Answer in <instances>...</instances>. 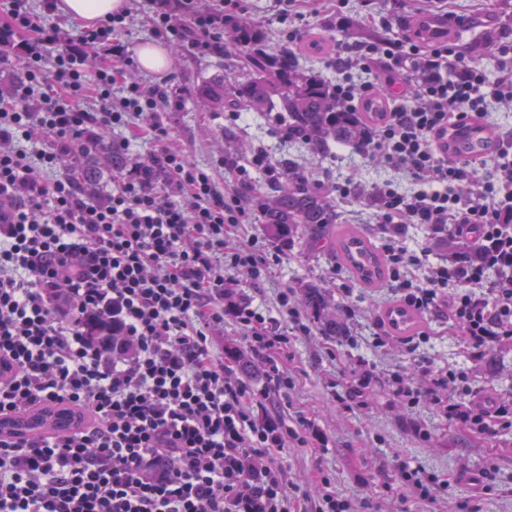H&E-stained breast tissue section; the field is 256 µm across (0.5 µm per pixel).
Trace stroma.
Wrapping results in <instances>:
<instances>
[{
    "mask_svg": "<svg viewBox=\"0 0 512 512\" xmlns=\"http://www.w3.org/2000/svg\"><path fill=\"white\" fill-rule=\"evenodd\" d=\"M374 19L372 30H388L391 38L399 39L416 31L423 14H460L466 21L453 24L448 31L450 41L466 44L473 38L499 31V43L512 45V24L506 23L492 7V0H418L415 9L404 8L401 0H371ZM224 58L220 55L202 56L182 51L163 73H151L136 67L128 72L129 80L155 85L170 80L182 92L177 111H160L159 117L173 126L195 162L210 167L218 181L231 180L234 172L222 160L235 149L246 152L264 150L274 161L293 158L296 164L323 180L357 172L363 190L382 178L383 164L365 167L358 152L349 146L333 147L330 154L317 156L303 150L277 152L278 136L273 125L264 119L245 114L239 121H230L223 112H200L195 108V89L201 78L222 72ZM233 131L237 141L229 143L226 131ZM340 260L331 254L311 256L300 251L289 254L287 261L276 267L271 277L259 286L244 289L246 298L261 305L267 317L278 318V295L291 287L294 280L306 278L326 288L334 300H341V284L353 285L352 305L358 312L351 324L352 334L340 346L328 348L318 336L292 337L289 350L298 381L288 393L285 408L289 416L314 417L325 437L324 451L311 448H287L280 458L301 492H309L310 481L316 472L328 475L337 494L354 504L371 503V512H387L389 499L380 489V474L392 470L394 464L406 460L437 474L450 477L452 485L445 497L434 503L406 498L404 512H456L459 498L471 495L468 483L471 472L488 464L498 468V486L490 496L478 500L479 512H512V445H499L492 438H474L463 434L442 421L428 406H400L393 396L387 376L398 369L413 370V357L404 337L395 336L386 347L376 348L370 337L382 314L393 300L386 285L363 288L355 283L354 274L339 282L331 270ZM419 326L430 339L420 350L436 364L465 365L468 362L464 346L449 329L446 320L426 315ZM372 365L378 379L370 387V409H344L336 401L350 380V370L357 359ZM428 430L429 439H421L420 430Z\"/></svg>",
    "mask_w": 512,
    "mask_h": 512,
    "instance_id": "stroma-1",
    "label": "stroma"
}]
</instances>
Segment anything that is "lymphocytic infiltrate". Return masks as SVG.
Listing matches in <instances>:
<instances>
[{
    "instance_id": "obj_1",
    "label": "lymphocytic infiltrate",
    "mask_w": 512,
    "mask_h": 512,
    "mask_svg": "<svg viewBox=\"0 0 512 512\" xmlns=\"http://www.w3.org/2000/svg\"><path fill=\"white\" fill-rule=\"evenodd\" d=\"M154 4V35L203 56L223 48L225 22L247 11L244 0L204 11L195 0ZM182 12L193 13V29L177 24ZM132 17L125 8L74 37L38 23L26 0H11L0 18V43L17 46L0 66L25 68L0 98V416L65 406L79 418L64 432L0 440V512H357L325 475L317 497L292 496L278 460L323 440L311 419L288 418L276 402L295 384L290 339L313 335L312 323L291 289L279 294V323L238 296L284 260L241 238L251 204L238 186L252 172L276 180L282 171L261 151L221 189L190 160L156 117L179 107L177 90L124 80L134 60L117 35ZM48 45L61 52L46 84ZM499 54L488 97L484 71L454 43L340 42L326 64L351 112L377 62L427 74L360 155L390 171L372 186L389 289L411 310L447 319L471 361L436 366L418 355L428 340L419 334L408 341L419 377L392 373V393L468 435L512 432V399L471 386L472 363L512 354V134L497 153L458 163L434 133L493 105L512 111V49ZM109 130L123 133L112 150L124 164L109 189L86 193L76 145ZM134 139L150 143L148 156L130 153ZM412 225L426 246L408 245ZM442 238L448 252L433 257L430 243ZM228 320L263 363V384L236 376L215 346ZM393 481L428 502L450 487L402 460Z\"/></svg>"
}]
</instances>
